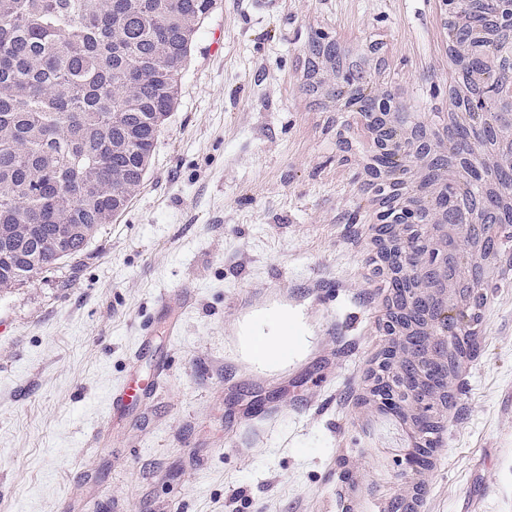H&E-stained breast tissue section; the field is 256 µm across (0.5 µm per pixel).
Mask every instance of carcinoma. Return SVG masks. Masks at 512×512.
<instances>
[{"instance_id":"cac0c4a2","label":"carcinoma","mask_w":512,"mask_h":512,"mask_svg":"<svg viewBox=\"0 0 512 512\" xmlns=\"http://www.w3.org/2000/svg\"><path fill=\"white\" fill-rule=\"evenodd\" d=\"M215 7L0 0V290L79 256L127 207Z\"/></svg>"}]
</instances>
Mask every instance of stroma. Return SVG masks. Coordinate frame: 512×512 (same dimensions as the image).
<instances>
[{"mask_svg":"<svg viewBox=\"0 0 512 512\" xmlns=\"http://www.w3.org/2000/svg\"><path fill=\"white\" fill-rule=\"evenodd\" d=\"M317 32L377 46L411 111H447L439 0H217L126 209L0 293V512H384L411 495L402 429L368 402L383 311L354 158L370 144L305 91ZM280 311L304 344L269 367L242 338ZM147 319L140 369L166 357V381L106 420ZM479 341L418 512H512V285L490 291Z\"/></svg>","mask_w":512,"mask_h":512,"instance_id":"35a3bbf8","label":"stroma"}]
</instances>
